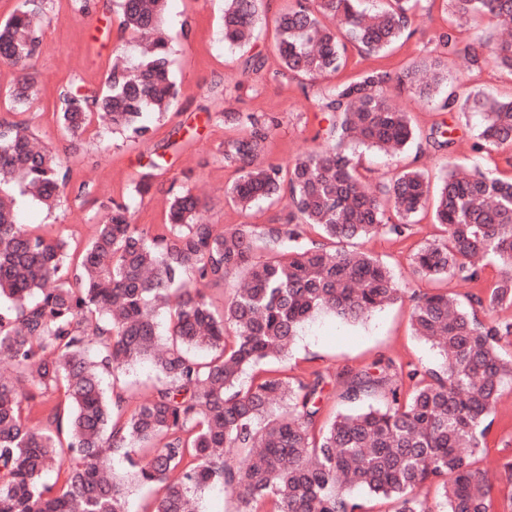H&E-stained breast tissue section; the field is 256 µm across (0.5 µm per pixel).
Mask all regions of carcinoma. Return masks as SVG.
Here are the masks:
<instances>
[{"mask_svg": "<svg viewBox=\"0 0 512 512\" xmlns=\"http://www.w3.org/2000/svg\"><path fill=\"white\" fill-rule=\"evenodd\" d=\"M419 0H293L277 20L276 50L285 72L312 81L348 67L349 51L380 54L401 39ZM455 15L435 54L392 72L372 69L339 85L320 104L330 114L324 145L287 167L264 161L270 126L252 113L226 112L244 134L224 141L236 178L225 199L246 211L271 201L283 214L270 224H204L190 191L172 193L166 222L149 235L130 221V207H107L79 256L63 239L17 223L16 194L50 208L66 186L62 162L24 122L0 123V512H129L127 465L143 486H159L151 512H196L198 494L223 485L236 512H366L351 496L362 489L399 502L397 512H512V457L491 481L477 463L503 392L512 389V176L448 163L437 189L420 169H405L375 193L360 172L359 153L401 152L414 138L408 113L390 90L438 97L440 112H478L472 151L512 146V100L442 93L446 62L512 70V0H446ZM261 0H224V43L253 39ZM122 25L137 55L112 64L100 93H61L58 120L80 138L92 115L112 131L147 141L145 112H165L178 95L172 49L161 30L165 0H119ZM485 19L494 31L464 38ZM49 18L38 0H22L0 24V62L18 72L8 91L13 108L34 100V64ZM426 141L453 153L444 123ZM162 164L142 165L135 191L148 193ZM444 235L417 248L422 277L484 280L483 257L499 264L491 285L467 296L446 293L414 301L416 336L435 347L439 370L408 371L392 359L374 370L337 374L340 397L380 393L385 403L320 423L326 376L290 381L261 369L288 354L302 325L319 313L358 320L402 300L392 270L343 240L408 238L425 207ZM238 288L217 310L194 282ZM168 314L161 329L158 311ZM155 381L137 397L105 379L143 360ZM408 379L409 398H401ZM61 392L64 400L51 403ZM63 475L48 485L50 471ZM434 484L433 506L417 490Z\"/></svg>", "mask_w": 512, "mask_h": 512, "instance_id": "cac0c4a2", "label": "carcinoma"}]
</instances>
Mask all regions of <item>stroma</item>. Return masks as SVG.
<instances>
[{
	"mask_svg": "<svg viewBox=\"0 0 512 512\" xmlns=\"http://www.w3.org/2000/svg\"><path fill=\"white\" fill-rule=\"evenodd\" d=\"M287 4L288 0H263V21L255 38L246 46L229 48L222 41L224 0H169L162 26L173 47L172 70L178 85L169 111L144 115V123L153 130L146 142L112 132L101 119H94L74 150L56 115L61 90L71 84L85 91L101 90L115 55L133 54V42L122 28L115 0H89L84 10L77 0H42L48 22L42 29L43 51L35 64V99L29 110L15 115L6 93L15 84L17 72L0 63V121L22 119L38 141L59 155L67 189L50 211L31 200L20 201L19 222L39 226L46 237L65 239L80 249L95 236L104 205L115 201L128 204L133 223L154 234L165 222L168 190L174 187L202 197L201 218L206 223H271L279 215L280 205L263 203L243 212L224 198V189L235 173L224 163L220 151L225 140L238 134L237 129L225 125L224 112H251L273 119L275 129L265 160L287 165L317 148L316 133L329 125L318 107L320 96L364 71L379 67L397 70L412 59L433 55L437 36L452 21L443 0H420L412 37L394 44L385 57L359 56L342 73L313 82L304 76L284 74L276 53L275 21ZM254 56L263 62L257 72L246 67L247 59ZM447 75L449 89L460 95L479 92L499 99L512 97L510 71L490 68L472 73L462 58L455 57L448 61ZM392 98L410 113L417 135L404 152L394 156L362 153L371 188H379L406 168L423 170L436 184L452 162L476 164L498 176L512 173L505 152H472L481 126L478 114H446L438 111L436 100L397 90ZM441 121L455 130L458 146L454 154L434 150L425 139L430 127ZM155 153L163 155L165 166L151 192L138 196L134 184L141 166ZM439 233V225L433 224L432 213L426 210L416 216L407 240L376 235L343 243V250H362L385 262L404 288L407 300L357 321L316 316L304 324L288 357L271 362V369L291 378L307 380L316 371L325 375L322 420L345 408L336 397V375L343 369L367 370L387 358L402 365L437 368L436 351L412 331L409 297L442 292L463 299L477 290L476 285L451 278L430 281L414 273L412 249L432 242Z\"/></svg>",
	"mask_w": 512,
	"mask_h": 512,
	"instance_id": "1",
	"label": "stroma"
}]
</instances>
